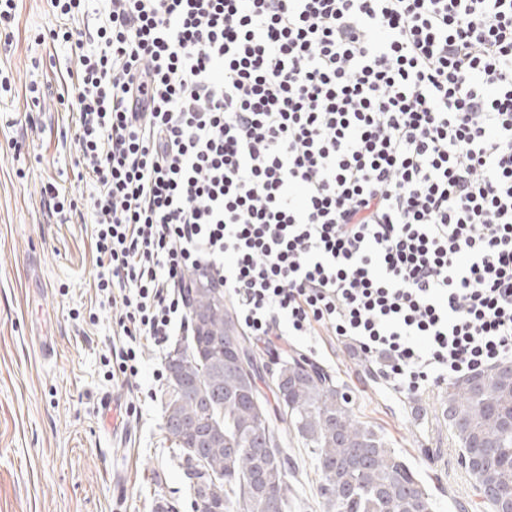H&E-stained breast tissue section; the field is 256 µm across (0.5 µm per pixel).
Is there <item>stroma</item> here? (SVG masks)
Segmentation results:
<instances>
[{
    "label": "stroma",
    "mask_w": 512,
    "mask_h": 512,
    "mask_svg": "<svg viewBox=\"0 0 512 512\" xmlns=\"http://www.w3.org/2000/svg\"><path fill=\"white\" fill-rule=\"evenodd\" d=\"M61 23L51 0H19L13 45H0V115L23 114L33 128L18 144L0 131V512H154L160 498L168 512H197L164 430L167 383L155 375L185 338L147 347L136 385L108 381L100 359L120 308L95 288L89 225L43 204L49 181L76 196L87 190L77 178L76 128L56 99L25 106L26 85L51 74L48 37ZM252 347L261 390L276 357L300 355L331 374L354 414L426 485L433 512H485L440 416V388L396 394L372 381L371 360L346 342L296 336ZM105 396L116 405L112 423Z\"/></svg>",
    "instance_id": "stroma-1"
}]
</instances>
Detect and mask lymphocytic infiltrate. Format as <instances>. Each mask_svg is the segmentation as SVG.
<instances>
[{
    "label": "lymphocytic infiltrate",
    "mask_w": 512,
    "mask_h": 512,
    "mask_svg": "<svg viewBox=\"0 0 512 512\" xmlns=\"http://www.w3.org/2000/svg\"><path fill=\"white\" fill-rule=\"evenodd\" d=\"M55 69L107 377L188 333L189 275L250 335L327 332L414 395L512 361V0H102Z\"/></svg>",
    "instance_id": "obj_1"
}]
</instances>
